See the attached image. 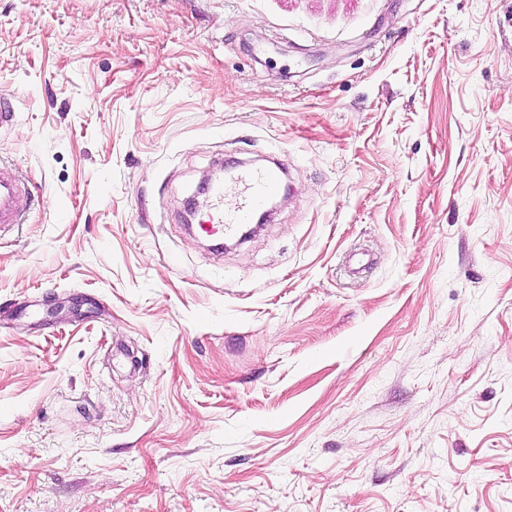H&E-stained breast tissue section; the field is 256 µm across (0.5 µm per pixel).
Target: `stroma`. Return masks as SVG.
I'll list each match as a JSON object with an SVG mask.
<instances>
[{"label":"stroma","instance_id":"stroma-1","mask_svg":"<svg viewBox=\"0 0 512 512\" xmlns=\"http://www.w3.org/2000/svg\"><path fill=\"white\" fill-rule=\"evenodd\" d=\"M0 100V512H512V0H0ZM23 190L24 186L15 169L0 163V233L21 223L17 202ZM230 181L236 194L225 203L224 183L216 184L200 204L205 225L200 228L219 239H241L242 225L250 224L252 215L271 196L280 192L284 170L275 164L270 167H240L234 170Z\"/></svg>","mask_w":512,"mask_h":512}]
</instances>
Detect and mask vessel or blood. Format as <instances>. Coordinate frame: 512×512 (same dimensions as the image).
Returning a JSON list of instances; mask_svg holds the SVG:
<instances>
[{
  "instance_id": "1",
  "label": "vessel or blood",
  "mask_w": 512,
  "mask_h": 512,
  "mask_svg": "<svg viewBox=\"0 0 512 512\" xmlns=\"http://www.w3.org/2000/svg\"><path fill=\"white\" fill-rule=\"evenodd\" d=\"M284 170L274 165L262 168H237L230 180L236 188L233 201H226L223 185H215L201 203L204 232L219 239H237L244 224L271 196L280 192ZM24 190L15 169L0 163V232L20 223L17 205Z\"/></svg>"
}]
</instances>
